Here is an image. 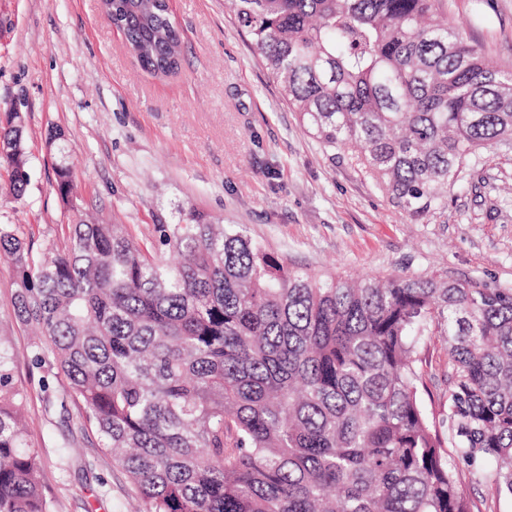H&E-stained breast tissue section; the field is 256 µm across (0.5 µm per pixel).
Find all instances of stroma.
<instances>
[{
    "instance_id": "1",
    "label": "stroma",
    "mask_w": 512,
    "mask_h": 512,
    "mask_svg": "<svg viewBox=\"0 0 512 512\" xmlns=\"http://www.w3.org/2000/svg\"><path fill=\"white\" fill-rule=\"evenodd\" d=\"M182 32L178 74L156 78L128 53L98 0H0V122L23 119L29 181L23 197L0 164V224H13L34 259L64 247L78 220L126 225L162 252L158 225L195 209L243 225L268 251L315 276L354 280L437 276L512 284V144L478 151L441 208L414 221L344 149L300 124L225 0H170ZM445 20L512 68V0H443ZM62 131L61 149L47 142ZM71 167L76 205L57 191ZM16 278L0 258V335L14 349L26 395L28 441L40 451L51 512H139L141 499L112 462L53 357L35 363V324L16 317ZM421 395L448 392L447 345L420 352ZM472 512H512L467 466Z\"/></svg>"
}]
</instances>
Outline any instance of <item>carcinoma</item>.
<instances>
[{"instance_id":"cac0c4a2","label":"carcinoma","mask_w":512,"mask_h":512,"mask_svg":"<svg viewBox=\"0 0 512 512\" xmlns=\"http://www.w3.org/2000/svg\"><path fill=\"white\" fill-rule=\"evenodd\" d=\"M228 2L301 124L415 220L467 157L512 141V71L488 66L439 0ZM103 6L142 69L178 73L167 0ZM22 139L8 115L0 158L19 198ZM57 190L70 203L67 166ZM157 229L180 260L124 224L76 223L36 261L0 224L17 316L41 329L143 512H471L452 458L512 498L511 286L315 277L198 210ZM434 336L448 345L439 420L420 395ZM12 364L0 341V512H50Z\"/></svg>"}]
</instances>
